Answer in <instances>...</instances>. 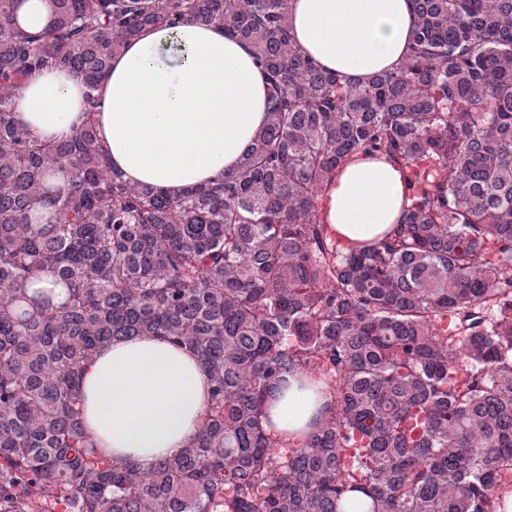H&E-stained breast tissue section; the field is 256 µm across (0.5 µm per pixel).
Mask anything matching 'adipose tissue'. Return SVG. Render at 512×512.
Instances as JSON below:
<instances>
[{
	"label": "adipose tissue",
	"instance_id": "adipose-tissue-1",
	"mask_svg": "<svg viewBox=\"0 0 512 512\" xmlns=\"http://www.w3.org/2000/svg\"><path fill=\"white\" fill-rule=\"evenodd\" d=\"M296 46L341 83L396 69L415 26L414 0H289ZM176 38L154 30L126 44L102 82L99 137L124 181L174 194L232 170L267 121L268 80L250 45L186 20ZM84 85L63 70L34 74L17 120L41 140L72 135ZM410 200L398 164L357 152L323 194L322 217L344 248L371 244L399 224ZM209 375L189 346L137 336L101 348L80 384L92 448L117 463L149 466L190 445L209 401ZM323 403L321 387L292 373L269 399L265 429L303 443Z\"/></svg>",
	"mask_w": 512,
	"mask_h": 512
}]
</instances>
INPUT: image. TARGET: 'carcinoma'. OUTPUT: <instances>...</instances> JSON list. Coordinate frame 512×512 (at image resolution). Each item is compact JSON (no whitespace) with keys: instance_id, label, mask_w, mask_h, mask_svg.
Segmentation results:
<instances>
[{"instance_id":"1","label":"carcinoma","mask_w":512,"mask_h":512,"mask_svg":"<svg viewBox=\"0 0 512 512\" xmlns=\"http://www.w3.org/2000/svg\"><path fill=\"white\" fill-rule=\"evenodd\" d=\"M25 2L0 0V512H341L354 493L368 512H500L512 0H415L402 65L346 85L295 48L288 0H45L37 34ZM187 17L251 44L267 122L235 170L169 196L114 175L96 115L112 57ZM55 68L82 80L84 118L41 141L16 95ZM356 151L394 159L411 204L342 253L318 202ZM134 336L189 346L211 381L190 447L147 469L89 448L79 407L94 354ZM293 371L324 383L326 414L282 452L261 417Z\"/></svg>"}]
</instances>
